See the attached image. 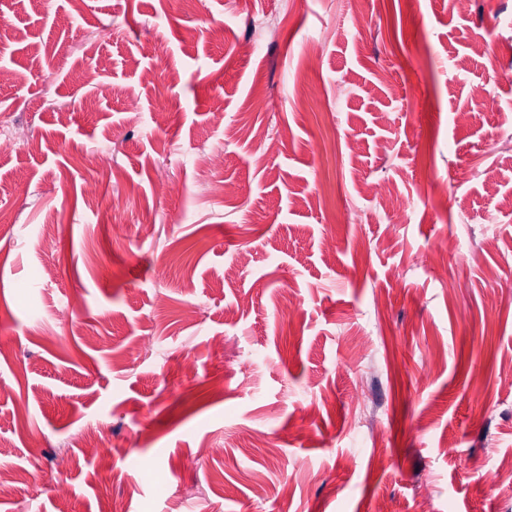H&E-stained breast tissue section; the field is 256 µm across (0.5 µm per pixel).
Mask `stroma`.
<instances>
[{"instance_id":"obj_1","label":"stroma","mask_w":512,"mask_h":512,"mask_svg":"<svg viewBox=\"0 0 512 512\" xmlns=\"http://www.w3.org/2000/svg\"><path fill=\"white\" fill-rule=\"evenodd\" d=\"M0 71V512H512V0H0Z\"/></svg>"}]
</instances>
